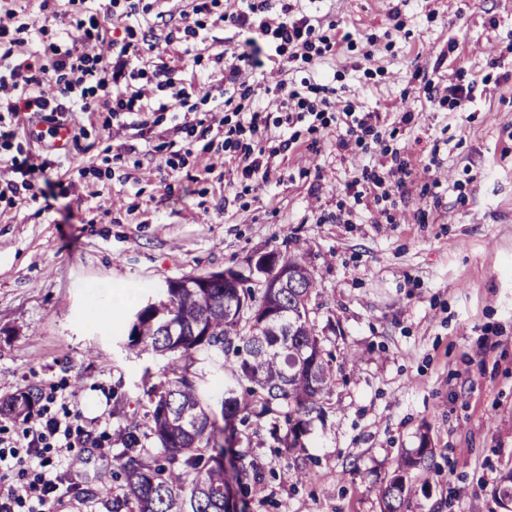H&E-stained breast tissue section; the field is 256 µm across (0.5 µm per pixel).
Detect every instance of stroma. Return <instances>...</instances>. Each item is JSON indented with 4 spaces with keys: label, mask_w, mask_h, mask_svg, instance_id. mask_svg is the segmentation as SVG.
Returning a JSON list of instances; mask_svg holds the SVG:
<instances>
[{
    "label": "stroma",
    "mask_w": 512,
    "mask_h": 512,
    "mask_svg": "<svg viewBox=\"0 0 512 512\" xmlns=\"http://www.w3.org/2000/svg\"><path fill=\"white\" fill-rule=\"evenodd\" d=\"M342 31L383 35L400 7L408 39L375 52L378 82L338 51L346 98L380 112V138L338 152L326 139L271 158V180L235 198L236 161L188 158L178 170L135 166L138 131L89 132L72 147L120 156L99 196L41 182L46 210L0 217V401L34 387L74 395L95 440L65 471L95 498L65 512H107L119 484L112 394L136 402L161 357L122 348L130 316L116 292L155 295L191 273L247 270L271 250L305 253L321 295L317 327L345 358L332 404L300 458L255 438L266 468L243 479L250 512H381L377 490L421 444L430 470L410 471L412 512H502L493 496L512 469V0H300ZM476 84L461 112L405 94L415 69ZM410 123H402L404 114ZM389 149L408 163L405 193L342 211L340 183ZM432 170H425V163ZM429 195H422L423 184ZM343 221H335L336 212ZM98 394L101 407L86 413ZM310 472L296 477L297 463Z\"/></svg>",
    "instance_id": "stroma-1"
}]
</instances>
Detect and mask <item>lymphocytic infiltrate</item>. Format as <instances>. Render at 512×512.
I'll use <instances>...</instances> for the list:
<instances>
[{"mask_svg": "<svg viewBox=\"0 0 512 512\" xmlns=\"http://www.w3.org/2000/svg\"><path fill=\"white\" fill-rule=\"evenodd\" d=\"M95 0H39L40 20L21 22L26 0H0V214L21 203H35L39 195L34 172L66 171L62 193H70L78 179L101 178L102 166L75 162L73 156L52 145L58 126L71 130L79 141L87 128L106 132L113 126L146 128L147 115L169 120L185 138L176 143H145L142 153L157 166L178 169L196 140L204 152H214L209 140L212 126L189 121L185 110L191 99H222L224 154L238 162L240 174L229 187L242 195L270 179L266 149L270 129H279V149L301 140L302 134L335 137L337 149L364 147L373 135L379 114L343 102L337 88L341 74L318 75L319 66L338 46L356 51L361 44H375V35L340 33L339 24L306 14L290 0H240L237 10H224L222 0H191L189 9L174 12L169 0H111L98 11ZM152 17L166 24V32L143 30L140 20ZM59 27L55 41H45V21ZM219 25L234 29L237 40L229 51L202 59L193 56V67L202 68L203 79L176 77L165 60L168 47L180 43L192 50ZM109 42L110 58L91 53L97 42ZM278 58L290 79L270 88L238 82L242 68H263ZM59 86L57 96H44L40 87ZM412 90L430 103L463 111L472 102L470 84L441 85L423 71L412 75ZM273 98L275 109L262 104ZM59 410L41 406L28 419L16 422L11 435L0 437V512H47L49 504L70 497L76 485L62 472L61 464L82 444L86 430L71 396L60 398Z\"/></svg>", "mask_w": 512, "mask_h": 512, "instance_id": "lymphocytic-infiltrate-1", "label": "lymphocytic infiltrate"}]
</instances>
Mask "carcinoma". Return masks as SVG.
<instances>
[{"label": "carcinoma", "instance_id": "obj_1", "mask_svg": "<svg viewBox=\"0 0 512 512\" xmlns=\"http://www.w3.org/2000/svg\"><path fill=\"white\" fill-rule=\"evenodd\" d=\"M263 256L293 268L294 283L263 286L274 267L260 259L246 273L227 268L170 280L133 314L125 349L150 351L168 364L157 374L145 370L142 411L129 415L127 398L113 397L112 416L125 426L116 455L122 483L108 512H248L226 479L225 454L257 482L263 472L247 461L252 438L266 430L292 455L325 414L340 365L311 317L316 278L297 255ZM226 273L234 278L229 288L219 281ZM202 353L222 360L229 373L218 412L196 367ZM39 399V390H21L0 402V416L22 420ZM431 458L432 449L422 447L401 459L378 489L382 512H409L408 470L430 469Z\"/></svg>", "mask_w": 512, "mask_h": 512}]
</instances>
